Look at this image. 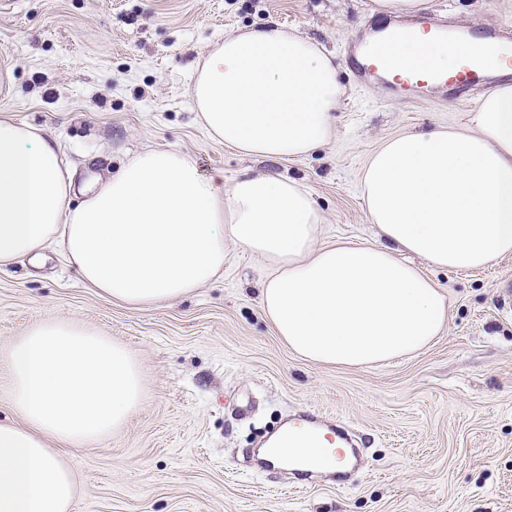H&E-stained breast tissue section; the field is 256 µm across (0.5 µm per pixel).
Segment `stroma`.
Wrapping results in <instances>:
<instances>
[{
    "instance_id": "1",
    "label": "stroma",
    "mask_w": 512,
    "mask_h": 512,
    "mask_svg": "<svg viewBox=\"0 0 512 512\" xmlns=\"http://www.w3.org/2000/svg\"><path fill=\"white\" fill-rule=\"evenodd\" d=\"M372 0H13L0 10V116L41 129L76 182L106 177L137 153L175 149L224 184L244 173L311 190L323 241H375L361 196L385 140L468 125L483 96L390 95L359 82L349 42L384 23ZM455 25L512 30V0H430ZM282 25L338 65L335 136L310 156L243 157L208 139L192 98L197 68L225 34ZM448 296V323L417 355L358 369L295 356L262 314L266 263L233 241L224 271L178 302L130 308L84 288L59 247L0 272V351L49 319L123 343L145 398L125 426L61 449L80 494L72 512H512V255L485 268L425 267ZM346 424L369 441L342 487L301 491L245 465L293 414Z\"/></svg>"
}]
</instances>
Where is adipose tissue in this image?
<instances>
[{
    "mask_svg": "<svg viewBox=\"0 0 512 512\" xmlns=\"http://www.w3.org/2000/svg\"><path fill=\"white\" fill-rule=\"evenodd\" d=\"M418 45L434 71L468 59L424 32L398 52ZM192 93L212 141L287 160L333 138L343 86L332 55L272 23L225 34ZM361 192L378 241L324 243L297 181L245 174L224 188L184 154L151 149L80 188L54 142L0 116V270L57 245L86 288L156 307L216 277L229 238L271 267L261 310L302 360L362 368L415 355L448 321L423 265L477 270L512 254V84L485 95L468 126L385 141ZM0 368L16 416L0 423V512H71L78 487L55 447L119 431L143 402L140 367L110 337L49 319L15 339Z\"/></svg>",
    "mask_w": 512,
    "mask_h": 512,
    "instance_id": "1",
    "label": "adipose tissue"
}]
</instances>
